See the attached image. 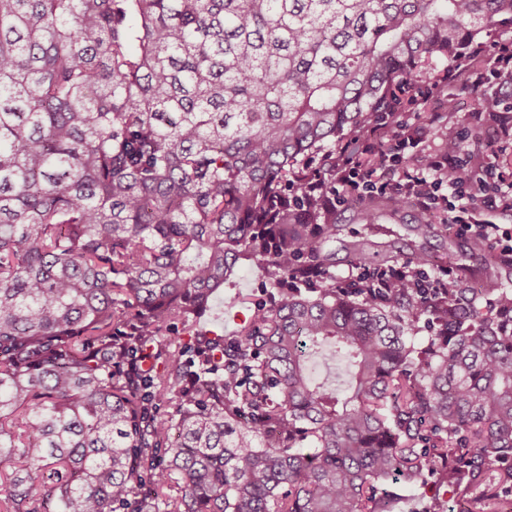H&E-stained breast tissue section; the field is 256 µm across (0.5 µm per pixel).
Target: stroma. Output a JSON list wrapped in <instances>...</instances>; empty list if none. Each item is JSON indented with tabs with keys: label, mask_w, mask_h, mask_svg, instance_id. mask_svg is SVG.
I'll return each mask as SVG.
<instances>
[{
	"label": "stroma",
	"mask_w": 512,
	"mask_h": 512,
	"mask_svg": "<svg viewBox=\"0 0 512 512\" xmlns=\"http://www.w3.org/2000/svg\"><path fill=\"white\" fill-rule=\"evenodd\" d=\"M454 91L461 102L460 112H442V98L446 94L442 88L429 91V111L422 112L415 107L407 109L406 115L411 124H428L432 127V135L420 144V151L436 152L443 139L464 128L470 135L465 145L468 157L481 161L487 152H494L493 165L496 170L512 173V141L502 140L496 135V124L487 114L474 112L473 99L468 90L458 85ZM365 204L363 198L350 197L336 207V236L326 245L327 251L334 255L333 271L336 276H344L353 266V250L357 247L369 254L387 252L399 261L419 252L434 256L456 252L458 259L454 269L461 281L467 284L472 281L473 269L482 266L483 252L459 244L457 235L445 238L417 237L411 227L420 214L419 209H387L365 220L359 214ZM276 295L277 290L270 284L264 267L257 263L250 264L212 299L201 323L207 331L224 337L231 336L239 322L248 321L254 315L257 306L273 305ZM436 507L441 512L460 510L459 502L439 487L435 477L429 476L414 487L398 489L392 512H432Z\"/></svg>",
	"instance_id": "stroma-1"
}]
</instances>
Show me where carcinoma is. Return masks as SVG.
<instances>
[{
    "label": "carcinoma",
    "instance_id": "obj_1",
    "mask_svg": "<svg viewBox=\"0 0 512 512\" xmlns=\"http://www.w3.org/2000/svg\"><path fill=\"white\" fill-rule=\"evenodd\" d=\"M509 16L0 0V512H390L429 473L462 512H512V265L441 304L338 288L316 188L337 143L479 61ZM249 263L279 299L210 335ZM423 319L448 335L416 347ZM310 348L346 357L345 394L313 382ZM125 358L150 365L129 378Z\"/></svg>",
    "mask_w": 512,
    "mask_h": 512
}]
</instances>
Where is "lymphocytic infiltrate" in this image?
<instances>
[{
	"label": "lymphocytic infiltrate",
	"instance_id": "f902f5d3",
	"mask_svg": "<svg viewBox=\"0 0 512 512\" xmlns=\"http://www.w3.org/2000/svg\"><path fill=\"white\" fill-rule=\"evenodd\" d=\"M487 58L488 66L468 71V85L478 90L494 80L512 84V41L497 42ZM427 136L425 128L397 120L387 140L357 137L346 143L332 188L337 201L375 191L412 199L418 208L438 212L441 224L452 226L458 235L484 244L501 259L512 260V226L489 217L493 211L512 212V181L495 175L490 168L481 176L466 173L459 136L449 137L440 154H423L417 162L403 163V152L417 147ZM454 280L449 268L431 274L402 263L382 273L376 286L388 294L397 288H417L432 300L447 296Z\"/></svg>",
	"mask_w": 512,
	"mask_h": 512
}]
</instances>
